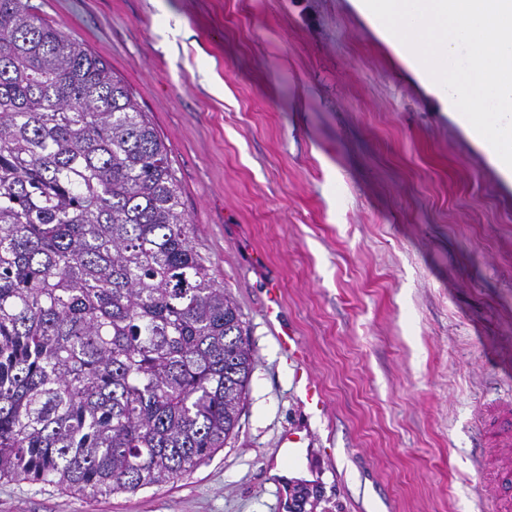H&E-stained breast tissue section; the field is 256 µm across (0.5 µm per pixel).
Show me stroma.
<instances>
[{
    "label": "stroma",
    "mask_w": 512,
    "mask_h": 512,
    "mask_svg": "<svg viewBox=\"0 0 512 512\" xmlns=\"http://www.w3.org/2000/svg\"><path fill=\"white\" fill-rule=\"evenodd\" d=\"M29 4L151 118L255 363L192 473L97 499L2 480L0 512H512V181L353 0Z\"/></svg>",
    "instance_id": "stroma-1"
}]
</instances>
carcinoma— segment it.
<instances>
[{
    "label": "carcinoma",
    "mask_w": 512,
    "mask_h": 512,
    "mask_svg": "<svg viewBox=\"0 0 512 512\" xmlns=\"http://www.w3.org/2000/svg\"><path fill=\"white\" fill-rule=\"evenodd\" d=\"M253 364L123 79L0 0V480L174 481L234 434Z\"/></svg>",
    "instance_id": "1"
}]
</instances>
